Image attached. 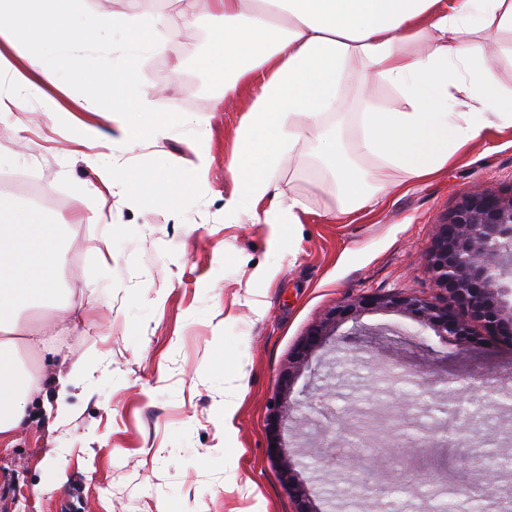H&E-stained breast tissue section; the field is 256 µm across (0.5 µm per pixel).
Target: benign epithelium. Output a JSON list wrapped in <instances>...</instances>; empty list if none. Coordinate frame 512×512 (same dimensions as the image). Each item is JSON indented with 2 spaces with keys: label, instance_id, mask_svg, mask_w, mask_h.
<instances>
[{
  "label": "benign epithelium",
  "instance_id": "obj_1",
  "mask_svg": "<svg viewBox=\"0 0 512 512\" xmlns=\"http://www.w3.org/2000/svg\"><path fill=\"white\" fill-rule=\"evenodd\" d=\"M428 269L435 287L449 293L455 306H441L411 291L362 297L330 310L308 334L298 355L319 347L336 332L337 322L377 308L404 315L439 336H451L464 347L476 337L460 318L461 309L482 323L489 335L511 341L512 312L505 311L498 295L512 277V196L482 192L466 198L450 221L438 225L428 251ZM271 454L283 464L297 512H320L281 449Z\"/></svg>",
  "mask_w": 512,
  "mask_h": 512
}]
</instances>
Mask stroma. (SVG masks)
I'll list each match as a JSON object with an SVG mask.
<instances>
[{"label": "stroma", "instance_id": "stroma-1", "mask_svg": "<svg viewBox=\"0 0 512 512\" xmlns=\"http://www.w3.org/2000/svg\"><path fill=\"white\" fill-rule=\"evenodd\" d=\"M168 0H84L65 29L102 12L165 13ZM205 20L139 58L99 30L81 68L26 97L22 125L0 119V176L27 175L32 206L59 227V279L75 320L55 340L68 361L97 369L68 399L54 428L41 407L20 440L0 449V512H296L269 446L280 440L320 512H441L401 461L440 476L448 460H512V342L458 350L411 319L373 309L339 322L325 345L297 361L324 314L345 302L408 288L446 303L427 270L438 224L475 189L512 193V128L485 131L437 174L396 189L395 173L360 166L390 185L377 206L343 217L319 188L308 138L276 172L302 200L296 224H228L237 191L229 167L256 86L225 95L202 69ZM135 68L141 82L116 87ZM96 106H84L86 95ZM148 95L157 112L191 120L104 147L112 111ZM113 166L101 202L111 225L89 224L88 159ZM291 373L288 421L270 418ZM472 416L465 440L456 412ZM391 451H376L379 433Z\"/></svg>", "mask_w": 512, "mask_h": 512}]
</instances>
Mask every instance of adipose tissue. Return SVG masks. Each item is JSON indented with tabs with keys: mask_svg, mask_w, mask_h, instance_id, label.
<instances>
[{
	"mask_svg": "<svg viewBox=\"0 0 512 512\" xmlns=\"http://www.w3.org/2000/svg\"><path fill=\"white\" fill-rule=\"evenodd\" d=\"M82 0H0V38L26 58L45 81L56 83L64 60L75 59L97 29L111 30L118 45L160 49L173 20L197 18L198 0H177L175 16L102 13L75 38L59 37L55 20L74 13ZM213 43L202 66L225 94L256 70L264 76L239 129L230 173L237 194L224 212L253 224H296L298 198L276 210L258 203L276 188L275 173L286 148L320 127L339 106L343 89L388 87L395 108L359 113V135L346 149L333 132L319 140L316 155L341 214L374 204L383 188L370 184L356 156L377 160L401 183L431 176L464 145L486 130L512 126V91L502 89L489 66L488 46L512 33V0H210ZM39 42L40 52L29 49ZM0 447H10L40 403L62 421L67 398L93 367L77 361L47 376L27 358L42 353L51 336L68 332L63 315L45 325L23 317L26 309L53 305L59 293L58 234L23 200L0 193ZM55 390V401L45 399Z\"/></svg>",
	"mask_w": 512,
	"mask_h": 512,
	"instance_id": "1",
	"label": "adipose tissue"
}]
</instances>
